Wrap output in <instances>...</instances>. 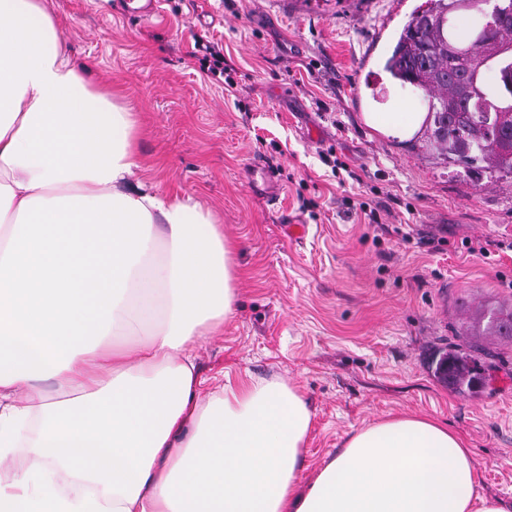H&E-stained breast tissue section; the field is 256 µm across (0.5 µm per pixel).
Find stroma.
<instances>
[{"mask_svg":"<svg viewBox=\"0 0 512 512\" xmlns=\"http://www.w3.org/2000/svg\"><path fill=\"white\" fill-rule=\"evenodd\" d=\"M421 2L160 0L147 23L119 0H44L69 56L139 112L137 178L196 195L240 244L234 316L200 350L204 375L300 390L313 413L305 479L353 430L437 419L472 449L479 494L512 512V342L476 322L512 302V179L474 177L365 118L427 109L421 91L374 78ZM201 36L223 44L236 95L193 58ZM255 165L278 196L250 189ZM335 165L353 179L339 183ZM353 198L377 222L352 213ZM296 223L306 232L292 240ZM476 240L485 256L470 255ZM465 343L490 377L469 397L430 369Z\"/></svg>","mask_w":512,"mask_h":512,"instance_id":"1","label":"stroma"}]
</instances>
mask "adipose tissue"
I'll list each match as a JSON object with an SVG mask.
<instances>
[{
    "label": "adipose tissue",
    "instance_id": "obj_1",
    "mask_svg": "<svg viewBox=\"0 0 512 512\" xmlns=\"http://www.w3.org/2000/svg\"><path fill=\"white\" fill-rule=\"evenodd\" d=\"M139 133L43 0H0V512H507L425 416L352 432L300 480L297 390L199 370L239 245L135 182Z\"/></svg>",
    "mask_w": 512,
    "mask_h": 512
}]
</instances>
